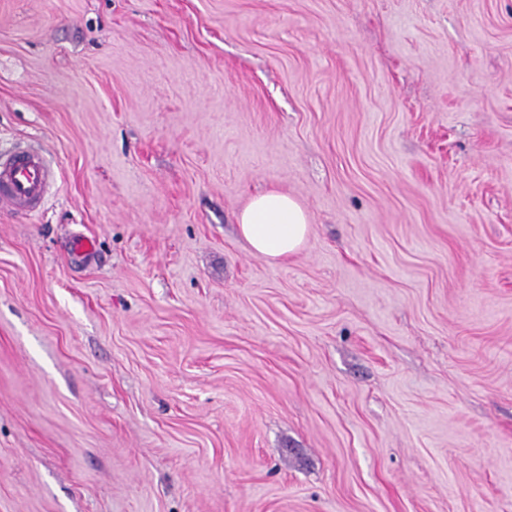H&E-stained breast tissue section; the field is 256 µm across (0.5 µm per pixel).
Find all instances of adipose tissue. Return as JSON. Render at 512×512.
Returning <instances> with one entry per match:
<instances>
[{"label": "adipose tissue", "instance_id": "1", "mask_svg": "<svg viewBox=\"0 0 512 512\" xmlns=\"http://www.w3.org/2000/svg\"><path fill=\"white\" fill-rule=\"evenodd\" d=\"M238 228L256 254L283 262L301 249L311 226L295 199L270 190L251 198L239 216Z\"/></svg>", "mask_w": 512, "mask_h": 512}]
</instances>
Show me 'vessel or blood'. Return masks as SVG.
<instances>
[{
	"mask_svg": "<svg viewBox=\"0 0 512 512\" xmlns=\"http://www.w3.org/2000/svg\"><path fill=\"white\" fill-rule=\"evenodd\" d=\"M53 179L42 155L18 150L0 157V204L13 208H38Z\"/></svg>",
	"mask_w": 512,
	"mask_h": 512,
	"instance_id": "vessel-or-blood-1",
	"label": "vessel or blood"
}]
</instances>
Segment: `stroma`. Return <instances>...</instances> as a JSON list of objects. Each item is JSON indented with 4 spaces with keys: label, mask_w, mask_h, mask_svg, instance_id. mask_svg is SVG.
<instances>
[{
    "label": "stroma",
    "mask_w": 512,
    "mask_h": 512,
    "mask_svg": "<svg viewBox=\"0 0 512 512\" xmlns=\"http://www.w3.org/2000/svg\"><path fill=\"white\" fill-rule=\"evenodd\" d=\"M19 142L0 512H512V0H0ZM42 155L18 150L0 157V203L13 208H38L53 180ZM238 228L256 254L283 262L304 245L311 224L295 199L270 190L251 198L239 216Z\"/></svg>",
    "instance_id": "obj_1"
}]
</instances>
